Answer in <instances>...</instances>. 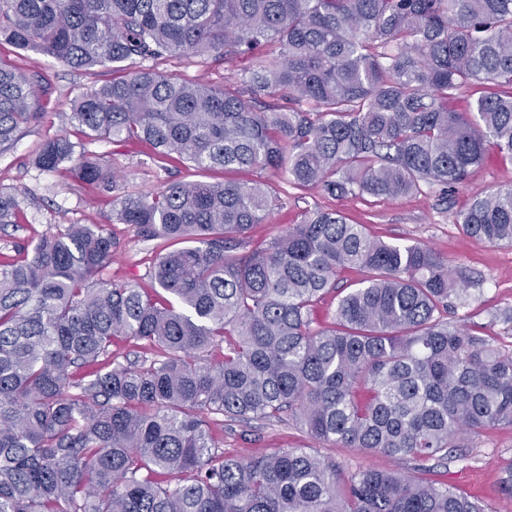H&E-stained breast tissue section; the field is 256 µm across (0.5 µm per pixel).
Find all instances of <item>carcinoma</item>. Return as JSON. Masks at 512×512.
<instances>
[{"instance_id": "obj_1", "label": "carcinoma", "mask_w": 512, "mask_h": 512, "mask_svg": "<svg viewBox=\"0 0 512 512\" xmlns=\"http://www.w3.org/2000/svg\"><path fill=\"white\" fill-rule=\"evenodd\" d=\"M0 41L112 68L73 101L78 132L198 170L396 199L445 193L491 154L512 162V0H0ZM173 54L255 65L220 86L142 65ZM476 83L489 91L459 111ZM44 116L36 77L0 60V150ZM73 152L58 135L34 163ZM76 176L115 183L93 159ZM278 203L257 181L115 195L112 223L163 242L148 288L104 278L119 243L95 224L0 256V512H488L395 469L342 476L309 448L224 455L212 426L289 419L425 472L512 428V352L448 320L467 297L448 258L321 209L248 247ZM16 207L0 190V224ZM452 218L511 246L512 186ZM346 268L365 278L319 326Z\"/></svg>"}]
</instances>
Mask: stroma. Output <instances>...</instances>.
I'll return each mask as SVG.
<instances>
[{"instance_id":"stroma-1","label":"stroma","mask_w":512,"mask_h":512,"mask_svg":"<svg viewBox=\"0 0 512 512\" xmlns=\"http://www.w3.org/2000/svg\"><path fill=\"white\" fill-rule=\"evenodd\" d=\"M0 59L38 75L46 116L32 126L11 148L0 152V189L14 194L18 204L16 223L0 226V254L29 249L40 235L59 224H97L103 232L119 239V253L109 268V278L148 286V262L159 249L155 240H143L134 226L110 221V193L75 179L72 169L83 157L99 159L118 175L122 190L135 192L161 188L166 183L190 180L193 169L172 162L159 169L147 152L107 141L85 142L72 160L59 170L45 172L36 167L34 154L46 139L72 131L70 102L83 90L111 80L108 68L76 70L52 58L16 50L0 42ZM251 58L227 64L198 57H165L154 61L156 71L196 82L223 84L252 67ZM236 179L262 181L280 200L278 208L262 223L253 225L249 236L264 241L284 234L299 223L306 210L318 206L341 211L353 224L365 225L367 232L383 241L409 245L423 243L447 256L456 276L468 286V304L462 313L471 324L486 327L497 347L512 350V322L493 321L499 309L512 307V247H498L460 233L452 222L453 212L472 197L512 184V164L494 160L470 171L451 196L438 188L400 199L369 195L331 197L320 191L292 189L282 175L270 171H239ZM224 450L231 455L269 453L283 448L306 446L310 440L292 422H225ZM512 462V429H489L470 441L462 459L448 460L433 467V476L470 496L489 503L493 512H512V500L497 493L502 467Z\"/></svg>"}]
</instances>
